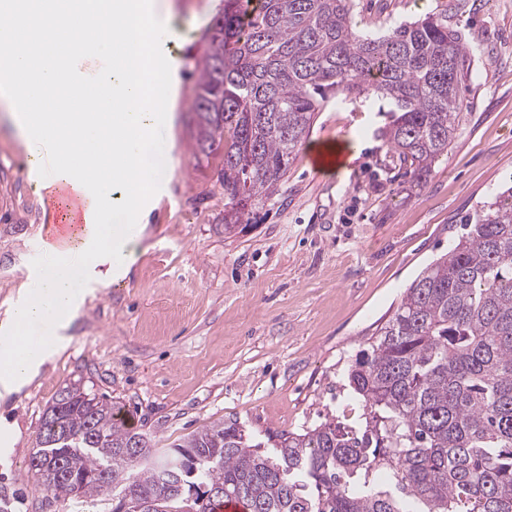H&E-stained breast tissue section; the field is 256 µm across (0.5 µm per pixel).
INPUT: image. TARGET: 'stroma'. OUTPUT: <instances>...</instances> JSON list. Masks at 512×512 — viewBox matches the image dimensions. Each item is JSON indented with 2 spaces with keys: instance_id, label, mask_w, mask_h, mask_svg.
<instances>
[{
  "instance_id": "1",
  "label": "stroma",
  "mask_w": 512,
  "mask_h": 512,
  "mask_svg": "<svg viewBox=\"0 0 512 512\" xmlns=\"http://www.w3.org/2000/svg\"><path fill=\"white\" fill-rule=\"evenodd\" d=\"M177 38L174 108L156 130L160 199L140 218L136 261L89 282L67 341L32 382L0 400L13 447L0 457V512H112L105 497L55 499L29 468L45 409L73 382L123 405L159 446L218 421L257 439L325 417L357 426L348 384L356 354L405 288L447 253L465 215L512 180V0H352L373 34L447 16L474 52L457 136L426 181L384 165L391 115L377 99L323 103L279 194L224 231L223 151L192 155V103L206 35L224 0H155ZM348 144L337 172L311 168L313 145ZM29 149L0 105V321L45 261L47 200Z\"/></svg>"
}]
</instances>
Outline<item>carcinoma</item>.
Instances as JSON below:
<instances>
[{
    "mask_svg": "<svg viewBox=\"0 0 512 512\" xmlns=\"http://www.w3.org/2000/svg\"><path fill=\"white\" fill-rule=\"evenodd\" d=\"M469 50L442 15L374 35L350 0H224L200 64L194 156L224 149V230L273 198L330 97L389 105V158L420 182L459 127ZM362 426L335 419L258 441L214 422L151 446L124 407L78 384L43 413L30 461L57 499L119 496L184 512H512V185L468 215L348 372Z\"/></svg>",
    "mask_w": 512,
    "mask_h": 512,
    "instance_id": "1",
    "label": "carcinoma"
}]
</instances>
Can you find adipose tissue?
I'll return each instance as SVG.
<instances>
[{"instance_id": "1", "label": "adipose tissue", "mask_w": 512, "mask_h": 512, "mask_svg": "<svg viewBox=\"0 0 512 512\" xmlns=\"http://www.w3.org/2000/svg\"><path fill=\"white\" fill-rule=\"evenodd\" d=\"M169 32L151 0H0V42L24 48L0 72V104L28 146L50 149L51 185L83 199L76 247L49 251L0 325V398L28 384L62 347L91 264L104 253L122 269L135 259L136 220L161 169L145 156L158 114L169 109L162 59ZM63 34L78 46L61 57L52 44ZM88 84L101 91L91 104L81 98ZM46 325L54 336L28 345L32 328Z\"/></svg>"}]
</instances>
